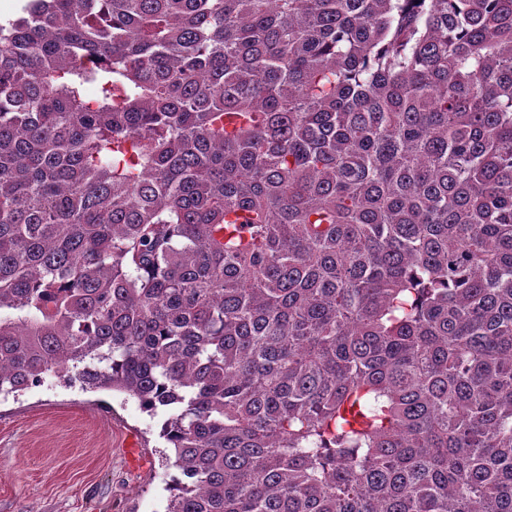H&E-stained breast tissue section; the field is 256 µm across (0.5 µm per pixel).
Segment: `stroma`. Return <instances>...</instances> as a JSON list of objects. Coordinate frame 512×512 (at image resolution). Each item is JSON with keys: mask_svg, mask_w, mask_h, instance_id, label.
<instances>
[{"mask_svg": "<svg viewBox=\"0 0 512 512\" xmlns=\"http://www.w3.org/2000/svg\"><path fill=\"white\" fill-rule=\"evenodd\" d=\"M162 422L123 393L52 374L0 394V512H162L173 474ZM132 441L148 461L138 472L124 454Z\"/></svg>", "mask_w": 512, "mask_h": 512, "instance_id": "obj_1", "label": "stroma"}]
</instances>
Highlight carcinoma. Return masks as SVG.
I'll return each mask as SVG.
<instances>
[{
	"instance_id": "cac0c4a2",
	"label": "carcinoma",
	"mask_w": 512,
	"mask_h": 512,
	"mask_svg": "<svg viewBox=\"0 0 512 512\" xmlns=\"http://www.w3.org/2000/svg\"><path fill=\"white\" fill-rule=\"evenodd\" d=\"M2 310L163 512H512V0H26Z\"/></svg>"
}]
</instances>
